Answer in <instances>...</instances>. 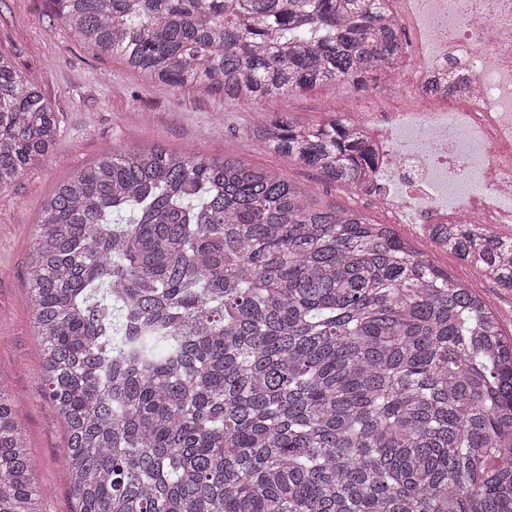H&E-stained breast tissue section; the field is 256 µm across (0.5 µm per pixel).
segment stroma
<instances>
[{
  "instance_id": "obj_1",
  "label": "stroma",
  "mask_w": 512,
  "mask_h": 512,
  "mask_svg": "<svg viewBox=\"0 0 512 512\" xmlns=\"http://www.w3.org/2000/svg\"><path fill=\"white\" fill-rule=\"evenodd\" d=\"M0 51L36 83L59 119V141L51 156L0 190V379L20 403L19 419L43 491V512H75L73 487L61 461L66 429L43 395L40 346L27 308V271L44 198L71 172L104 153L156 143L266 168L323 202L360 208L380 223L383 214L354 188L325 180L286 155L256 149L248 134L275 112L310 121L374 93L391 96L394 89L381 80L364 86L323 84L251 103L204 90L183 94L80 44L44 0H0ZM415 246L489 299L504 334L512 335V288L483 280L473 262L456 254L437 251L422 240Z\"/></svg>"
}]
</instances>
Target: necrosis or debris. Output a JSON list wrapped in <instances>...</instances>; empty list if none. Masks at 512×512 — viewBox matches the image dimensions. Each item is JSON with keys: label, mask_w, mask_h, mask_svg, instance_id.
Returning <instances> with one entry per match:
<instances>
[{"label": "necrosis or debris", "mask_w": 512, "mask_h": 512, "mask_svg": "<svg viewBox=\"0 0 512 512\" xmlns=\"http://www.w3.org/2000/svg\"><path fill=\"white\" fill-rule=\"evenodd\" d=\"M393 3L418 76L401 108L375 95L339 108L380 156L361 194L419 238L458 223L511 238L512 0Z\"/></svg>", "instance_id": "obj_1"}]
</instances>
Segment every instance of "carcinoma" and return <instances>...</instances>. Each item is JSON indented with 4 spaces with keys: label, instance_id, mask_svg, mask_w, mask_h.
Masks as SVG:
<instances>
[{
    "label": "carcinoma",
    "instance_id": "cac0c4a2",
    "mask_svg": "<svg viewBox=\"0 0 512 512\" xmlns=\"http://www.w3.org/2000/svg\"><path fill=\"white\" fill-rule=\"evenodd\" d=\"M97 54L252 102L392 72L387 0H49ZM59 137L0 52V190ZM251 141L358 186L341 116L278 112ZM439 242L512 288V239ZM29 307L67 429L75 512H512V338L388 224L238 159L144 144L42 204ZM0 381V512H42Z\"/></svg>",
    "mask_w": 512,
    "mask_h": 512
}]
</instances>
